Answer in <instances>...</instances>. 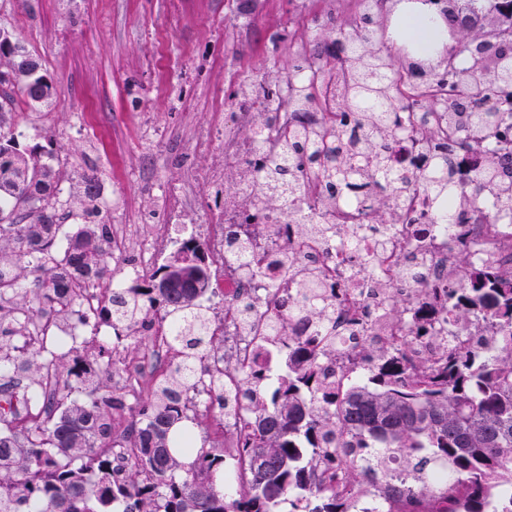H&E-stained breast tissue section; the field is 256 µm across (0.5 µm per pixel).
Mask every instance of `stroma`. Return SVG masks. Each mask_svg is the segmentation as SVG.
<instances>
[{
    "mask_svg": "<svg viewBox=\"0 0 512 512\" xmlns=\"http://www.w3.org/2000/svg\"><path fill=\"white\" fill-rule=\"evenodd\" d=\"M0 0V29L39 56L58 103L19 105L21 147L66 160L60 184L99 178L100 221L168 220L167 196L191 170L222 165L217 126L227 77L284 63L325 0ZM207 141L204 150L196 141Z\"/></svg>",
    "mask_w": 512,
    "mask_h": 512,
    "instance_id": "1",
    "label": "stroma"
}]
</instances>
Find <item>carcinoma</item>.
I'll return each mask as SVG.
<instances>
[{"label":"carcinoma","mask_w":512,"mask_h":512,"mask_svg":"<svg viewBox=\"0 0 512 512\" xmlns=\"http://www.w3.org/2000/svg\"><path fill=\"white\" fill-rule=\"evenodd\" d=\"M359 13L351 24L328 11L313 20L316 37L303 47L324 60L316 77L333 91L321 128L298 121L280 131V153L261 155L255 169L269 203L291 218L312 171L320 201L331 208L363 203L370 221L388 224L417 190L441 206L455 198L474 206L488 191L512 207V0H437L447 29L431 19L436 42L458 47L428 70L414 59L426 51L389 38V2ZM303 68L294 52L268 71L291 82ZM55 87L39 57L0 30V359L25 374L27 387L53 374L59 388L45 401V418L21 417L18 383L0 380V512H373L362 506L381 485L379 512H512V264L475 262L468 233L456 251L457 279L419 299L391 297L379 317L410 322L392 347L328 332L288 334L298 315L324 326L335 314L318 271L283 253L297 288L269 302L266 336L279 346L283 369L268 388L256 365L224 387L211 361L224 337L210 331L203 302L211 264L185 241L165 264L126 288L112 289V225L93 221L99 198L95 175L83 173L71 196L85 223L68 236L61 259L60 159L41 146L22 149L15 135L17 99L32 110L50 104ZM414 100L433 122L421 127L404 108ZM401 137L430 153L426 169L396 176L391 145ZM483 141L469 177H455L454 158ZM109 289L99 309L80 308L77 289ZM178 326V358L166 376L134 399L125 421L134 446L120 449L117 411L123 394L112 387L109 349L43 354L24 336L39 320L84 325L104 319L126 348L156 316ZM446 319L460 346L435 357H412ZM477 335V344H469ZM369 367L366 381L336 388V359ZM210 376L205 404L222 417L244 412L237 440L240 481L224 492V452L198 443L186 425L194 377Z\"/></svg>","instance_id":"cac0c4a2"}]
</instances>
